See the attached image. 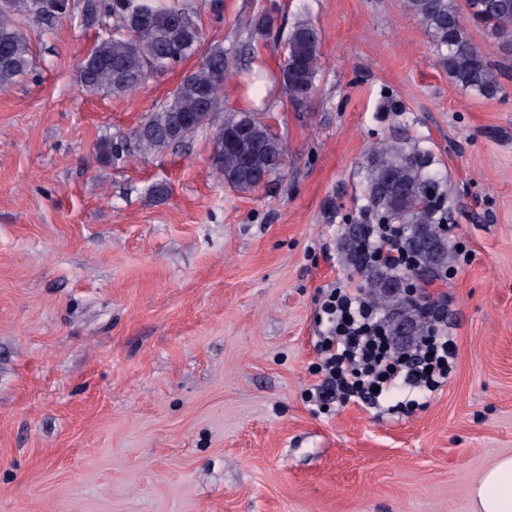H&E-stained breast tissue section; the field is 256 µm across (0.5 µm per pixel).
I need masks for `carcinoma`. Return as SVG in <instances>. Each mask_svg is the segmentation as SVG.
<instances>
[{"label":"carcinoma","instance_id":"obj_1","mask_svg":"<svg viewBox=\"0 0 512 512\" xmlns=\"http://www.w3.org/2000/svg\"><path fill=\"white\" fill-rule=\"evenodd\" d=\"M403 7L424 26L439 64L458 86L483 98L501 91L498 73L470 39L456 0H403ZM466 8L474 22L512 41V0H466ZM18 16L37 22L75 19L69 0H0V90L15 84L33 65L29 39L15 23ZM139 16L148 18L146 26L136 23ZM105 18L112 19V27L91 47L77 75L78 85L87 92L128 95L148 74L168 70L194 55L201 42L199 23L180 0H84L82 25H100ZM249 27L261 38L279 33L284 48L280 85L292 104L307 105L325 64L318 30L299 21L281 33L270 13L252 16ZM240 76L229 51L210 48L202 64L133 131L139 155H158L204 129L215 142L219 132L244 126L246 133L224 147L215 162L224 183L250 192L280 172L287 159L281 139L256 113L226 106L229 85ZM200 112L216 117L222 113L224 120L189 124ZM96 154L110 164L124 157V147L104 138L96 144ZM431 165L428 152L407 150L397 138L377 143L364 166L366 204L339 243L345 264L365 276L369 295L388 310L386 328L400 341L429 335L430 312L395 290L404 272L370 263L366 246L375 225L395 224L415 269L433 277L448 268L452 252L440 224L454 186L434 173Z\"/></svg>","mask_w":512,"mask_h":512}]
</instances>
